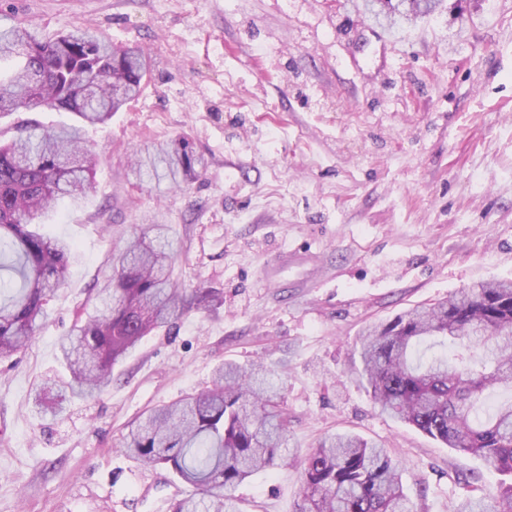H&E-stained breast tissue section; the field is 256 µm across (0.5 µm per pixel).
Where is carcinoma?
I'll use <instances>...</instances> for the list:
<instances>
[{"instance_id": "obj_1", "label": "carcinoma", "mask_w": 512, "mask_h": 512, "mask_svg": "<svg viewBox=\"0 0 512 512\" xmlns=\"http://www.w3.org/2000/svg\"><path fill=\"white\" fill-rule=\"evenodd\" d=\"M440 0H366L392 24L430 16ZM0 114L37 108L75 113L80 125L27 121L0 137V360L25 349L45 306L68 279L74 244L36 230L59 201L79 202L97 158L84 126L103 124L139 95L149 59L138 47L114 46L80 26L44 39L25 24L0 29ZM176 188L195 178L204 159L175 138L135 151L130 164ZM174 239L167 224H148L112 254L67 336L59 340L67 375L45 376L33 400L55 388L64 400L88 401L112 385V371L146 336L171 326L213 295H186L173 278ZM375 402L423 434L482 458L512 476V282L463 288L366 331L359 351ZM288 448V417L276 397L275 373L228 361L213 387L152 410L131 429L127 455L163 467L195 491L173 512H239L227 494L253 474L276 468ZM298 512H413L398 464L387 450L356 435L336 434L300 459ZM454 512H512V481L458 502Z\"/></svg>"}]
</instances>
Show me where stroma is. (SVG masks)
<instances>
[{
    "label": "stroma",
    "instance_id": "1",
    "mask_svg": "<svg viewBox=\"0 0 512 512\" xmlns=\"http://www.w3.org/2000/svg\"><path fill=\"white\" fill-rule=\"evenodd\" d=\"M363 0H0V28L74 26L150 58L138 98L85 139L86 199L42 230L75 245L70 275L29 345L0 362V512H171L183 487L129 458L148 409L207 389L227 361L271 367L289 446L349 432L387 448L415 512H452L503 476L385 413L358 376L364 330L485 280L512 281V0H443L434 17L357 46ZM187 138L194 182L134 177V151ZM169 225L182 288L215 299L145 337L111 387L64 419L33 412L35 378L113 251L144 219ZM320 254L280 287L271 255ZM240 512H297L287 462L233 491Z\"/></svg>",
    "mask_w": 512,
    "mask_h": 512
}]
</instances>
